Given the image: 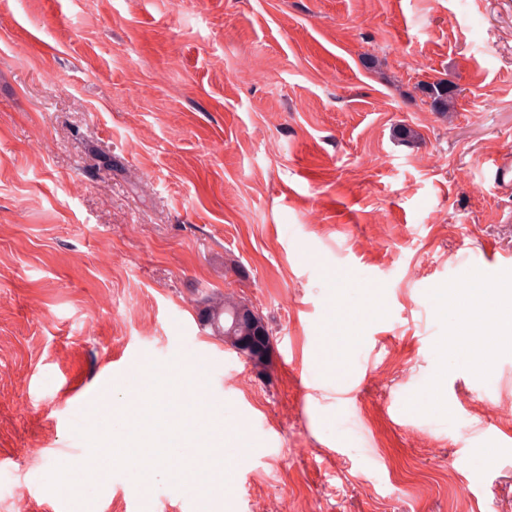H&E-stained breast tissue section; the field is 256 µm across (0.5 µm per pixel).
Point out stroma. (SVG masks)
I'll use <instances>...</instances> for the list:
<instances>
[{
	"label": "stroma",
	"instance_id": "1",
	"mask_svg": "<svg viewBox=\"0 0 512 512\" xmlns=\"http://www.w3.org/2000/svg\"><path fill=\"white\" fill-rule=\"evenodd\" d=\"M508 152L512 0H0V512H72L50 464L145 359L206 364L248 426L220 512H512V350L483 378L437 350L441 289L512 278ZM334 273L381 298L339 381ZM213 294L263 317L265 365ZM88 499L205 512L166 476ZM421 92L430 99V105L434 112L442 117H448L452 112L455 101V90L453 85L445 79L432 83L421 84ZM206 309L203 311L204 320L209 322L213 331L220 336H224L225 342H230L231 346L238 350H246V342L252 336H256L258 343L251 348L249 352H243L249 356L252 362L257 364H265L268 361L269 354L263 345L269 340L268 328L264 324L261 317L256 318L248 309L247 305L241 301H235L230 297L214 299L208 297ZM243 317L239 319L235 326L234 316L241 313ZM267 347H271V342L267 343ZM266 357V360H263Z\"/></svg>",
	"mask_w": 512,
	"mask_h": 512
}]
</instances>
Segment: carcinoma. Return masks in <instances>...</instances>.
Returning a JSON list of instances; mask_svg holds the SVG:
<instances>
[{
    "instance_id": "carcinoma-1",
    "label": "carcinoma",
    "mask_w": 512,
    "mask_h": 512,
    "mask_svg": "<svg viewBox=\"0 0 512 512\" xmlns=\"http://www.w3.org/2000/svg\"><path fill=\"white\" fill-rule=\"evenodd\" d=\"M421 92L430 99L433 111L440 116L448 117L454 108L455 90L453 85L440 79L420 86ZM207 307L203 311L204 320L209 322L213 331L224 337L236 350L246 349V342L255 336L258 343L249 349L248 356L254 364L265 363L269 357L264 344L269 339L268 328L262 318L255 317L247 305L230 297L220 299L207 298Z\"/></svg>"
}]
</instances>
